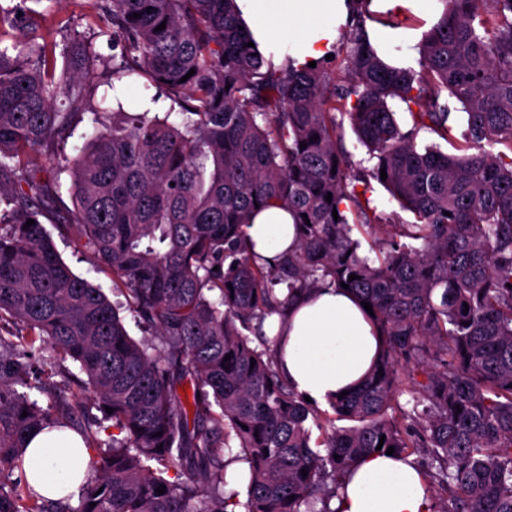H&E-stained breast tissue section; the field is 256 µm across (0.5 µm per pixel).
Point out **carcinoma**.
I'll return each mask as SVG.
<instances>
[{"instance_id":"carcinoma-1","label":"carcinoma","mask_w":512,"mask_h":512,"mask_svg":"<svg viewBox=\"0 0 512 512\" xmlns=\"http://www.w3.org/2000/svg\"><path fill=\"white\" fill-rule=\"evenodd\" d=\"M232 2L88 0L121 48L112 76L146 77L187 114L180 127L129 112L108 125L104 109L89 110L94 57L67 43L57 70L56 46L38 41L43 14L0 39V319L27 333L16 344L0 335V349H12L0 352V512H313L316 501L332 512L342 478L378 446L426 456L447 493L435 512H512V0H446L418 67L402 70L374 54L361 13L344 32L339 86L319 66H267ZM395 100L412 117L406 132ZM341 101L376 160L362 175L338 132ZM451 101L466 114L461 132L449 124ZM88 111L94 129L73 159L63 223L112 271L159 346L128 335L42 222L58 181L40 157ZM423 129L455 152L418 145ZM371 178L412 223H381L356 190ZM273 205L293 210L298 237L275 266L258 262L244 231L255 207ZM357 231L374 236L376 259L361 255ZM323 283L370 303L383 338L364 382L330 402L333 418L292 392L264 332L295 293ZM37 341L73 360L103 420L124 433L75 507L14 474L27 436L43 428L97 443L71 404L31 398L52 395L32 371ZM404 392L412 407L396 417ZM336 417L353 425L336 428ZM232 435L249 467L243 503L224 496Z\"/></svg>"}]
</instances>
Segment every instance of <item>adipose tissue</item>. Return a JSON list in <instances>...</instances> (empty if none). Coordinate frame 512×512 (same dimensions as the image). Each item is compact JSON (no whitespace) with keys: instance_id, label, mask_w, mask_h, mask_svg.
<instances>
[{"instance_id":"1","label":"adipose tissue","mask_w":512,"mask_h":512,"mask_svg":"<svg viewBox=\"0 0 512 512\" xmlns=\"http://www.w3.org/2000/svg\"><path fill=\"white\" fill-rule=\"evenodd\" d=\"M382 15L367 32L371 48L397 69L414 66L423 27L435 24L444 0H234L235 13L256 49L275 65L300 70L333 53L353 11ZM391 14L414 17L418 26L388 22ZM246 233L255 253L281 260L296 248L294 219L286 207L250 217ZM380 336L352 293L320 286L291 301L277 358L295 392L325 404L355 386L369 371ZM90 450L71 430L32 436L25 455L27 478L46 497L59 500L82 482ZM425 476L408 459L381 452L363 455L331 501L332 512H432Z\"/></svg>"}]
</instances>
